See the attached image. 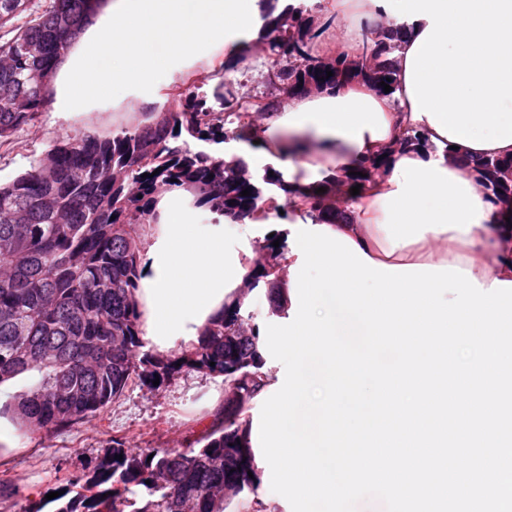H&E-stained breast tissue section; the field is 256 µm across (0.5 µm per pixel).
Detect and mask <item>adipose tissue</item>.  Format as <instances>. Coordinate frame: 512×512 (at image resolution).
<instances>
[{
	"label": "adipose tissue",
	"instance_id": "obj_1",
	"mask_svg": "<svg viewBox=\"0 0 512 512\" xmlns=\"http://www.w3.org/2000/svg\"><path fill=\"white\" fill-rule=\"evenodd\" d=\"M262 0H106L56 75L55 111L88 112L117 91L145 88L241 35L259 36ZM343 25L320 54L359 55L367 24L400 21L393 94L354 80L289 97L252 126L234 153L248 164L284 161L289 185H309L386 157L334 225L374 262L452 265L483 286L512 281L507 212L457 157H512V0H332ZM422 134L425 148L400 149ZM139 254L135 298L141 335L159 355L191 352L235 306L257 255L244 225L196 223V206L172 189Z\"/></svg>",
	"mask_w": 512,
	"mask_h": 512
}]
</instances>
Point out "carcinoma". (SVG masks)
Instances as JSON below:
<instances>
[{"label": "carcinoma", "instance_id": "obj_1", "mask_svg": "<svg viewBox=\"0 0 512 512\" xmlns=\"http://www.w3.org/2000/svg\"><path fill=\"white\" fill-rule=\"evenodd\" d=\"M104 0H0V142L31 124L50 100L43 82ZM305 0L267 15L263 39L269 70L287 95L336 89L361 78L382 92L397 85L393 53L405 26L374 25L356 57L319 56ZM332 76H327V72ZM212 94L185 89L178 111L154 107L142 126L75 130L57 138L31 169L0 184V385L18 379L14 410L44 435L91 421L133 387L156 389L186 370L224 379L220 425L197 440L199 448L135 451L120 440L93 470L63 478L56 512H226L257 474L246 447L247 410L262 377L257 327L237 305L214 320L191 355L158 357L140 335L135 291L140 279L135 226L152 217L155 195L181 188L224 218L241 223L277 207L288 182L278 171L258 175L242 159L216 158L208 146L229 138L227 125L270 112L224 91L223 70ZM382 161L365 162L366 187ZM495 202L512 204V158L464 159ZM148 177H143V174ZM323 187L324 193H315ZM250 190V195L241 192ZM336 180L295 190L304 215L316 222H348L336 207ZM270 269L258 262L249 287L265 282L271 311H283ZM123 459H117V456Z\"/></svg>", "mask_w": 512, "mask_h": 512}]
</instances>
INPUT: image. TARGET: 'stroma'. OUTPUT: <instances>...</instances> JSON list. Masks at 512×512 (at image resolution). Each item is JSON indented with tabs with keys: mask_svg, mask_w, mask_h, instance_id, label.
<instances>
[{
	"mask_svg": "<svg viewBox=\"0 0 512 512\" xmlns=\"http://www.w3.org/2000/svg\"><path fill=\"white\" fill-rule=\"evenodd\" d=\"M267 69L268 56L257 42L244 46L236 40L216 51L213 59L188 69L165 71L149 90L147 100L152 105L178 108L185 88L218 70L235 93L265 95L269 92ZM142 120V108L130 97L119 106L107 105L94 112L63 115L45 109L32 125L0 144V182H9L30 169L58 135L79 128L133 127ZM211 381L207 373L187 370L159 390L127 391L96 419L68 431L51 436L26 434L20 442L24 454L0 465V480L20 489L17 497L0 500V512H22L29 502L42 499L57 479L86 472L111 447L113 438H121L126 447L143 450L186 448L210 429L202 398Z\"/></svg>",
	"mask_w": 512,
	"mask_h": 512,
	"instance_id": "obj_1",
	"label": "stroma"
}]
</instances>
